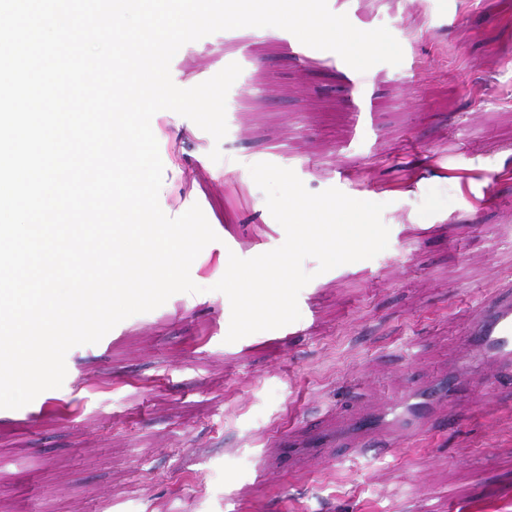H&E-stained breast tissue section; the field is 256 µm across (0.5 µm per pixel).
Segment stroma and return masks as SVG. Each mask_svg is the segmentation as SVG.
Instances as JSON below:
<instances>
[{
  "instance_id": "stroma-1",
  "label": "stroma",
  "mask_w": 512,
  "mask_h": 512,
  "mask_svg": "<svg viewBox=\"0 0 512 512\" xmlns=\"http://www.w3.org/2000/svg\"><path fill=\"white\" fill-rule=\"evenodd\" d=\"M327 2L358 29L387 27L402 63L360 73L254 27L172 59L181 88L242 68L221 142L177 113L156 117L174 163L162 210L196 204L228 216L227 231L191 265L197 293L71 348L60 388L0 409V512H512V387L480 377L452 428L384 455L294 467L283 455L257 478L263 448L307 418L430 383L463 353L474 307L512 285V0ZM259 162L313 193L385 203L389 246L322 274L306 259L300 319L230 343L214 284L230 255L285 240L249 172ZM65 403L68 420L53 412Z\"/></svg>"
}]
</instances>
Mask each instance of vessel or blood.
<instances>
[{"label":"vessel or blood","mask_w":512,"mask_h":512,"mask_svg":"<svg viewBox=\"0 0 512 512\" xmlns=\"http://www.w3.org/2000/svg\"><path fill=\"white\" fill-rule=\"evenodd\" d=\"M470 345L488 372L512 371V291L483 303L473 322ZM471 364L462 362L441 374L430 385L417 409L399 412L397 403L384 402L360 417L331 422L316 420L303 430L289 434L290 448L312 449L315 457L327 461L333 453L380 455L393 447V436L414 439L430 433L432 426L454 422L450 402L470 392Z\"/></svg>","instance_id":"b4317fda"}]
</instances>
